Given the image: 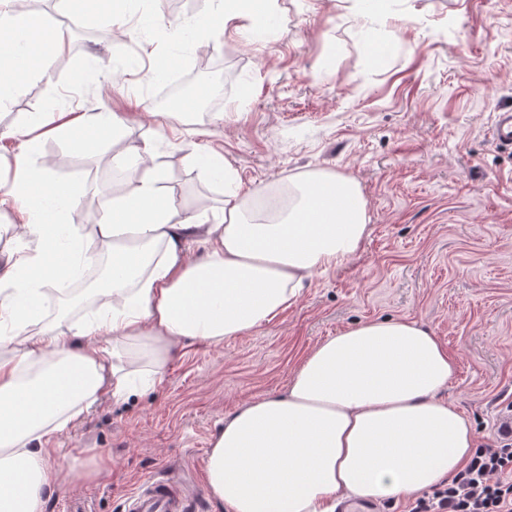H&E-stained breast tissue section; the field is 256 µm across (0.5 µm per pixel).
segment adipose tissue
<instances>
[{
  "mask_svg": "<svg viewBox=\"0 0 512 512\" xmlns=\"http://www.w3.org/2000/svg\"><path fill=\"white\" fill-rule=\"evenodd\" d=\"M0 13V97L31 71L38 51L63 50L62 19ZM276 0H221L217 28L248 13L267 18ZM124 124L84 112L51 131L77 150L90 133ZM184 132L190 162L224 184V206L183 213L145 141L118 158L132 192L115 198L90 233L65 223L76 197L53 184L29 139L17 185L0 193L16 216L17 243L0 264V512H44L60 469L51 438L104 396L128 401L154 389L185 342L221 344L274 319L316 273L336 268L369 234L359 185L333 170L304 171L241 192L223 155ZM107 256L98 309L60 330L48 322V290L64 292ZM109 347H102V339ZM454 358L405 319L356 323L317 344L288 389L244 403L214 432L203 460L209 495L228 512H336L349 499L412 495L452 479L471 458L469 419L442 391Z\"/></svg>",
  "mask_w": 512,
  "mask_h": 512,
  "instance_id": "ef3b65f1",
  "label": "adipose tissue"
}]
</instances>
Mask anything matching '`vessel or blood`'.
<instances>
[{"label":"vessel or blood","instance_id":"b4317fda","mask_svg":"<svg viewBox=\"0 0 512 512\" xmlns=\"http://www.w3.org/2000/svg\"><path fill=\"white\" fill-rule=\"evenodd\" d=\"M490 136L495 144L512 148V110L495 113ZM198 496L194 477L166 472L140 481L125 502V512H192Z\"/></svg>","mask_w":512,"mask_h":512}]
</instances>
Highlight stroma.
<instances>
[{
    "label": "stroma",
    "instance_id": "obj_1",
    "mask_svg": "<svg viewBox=\"0 0 512 512\" xmlns=\"http://www.w3.org/2000/svg\"><path fill=\"white\" fill-rule=\"evenodd\" d=\"M359 0H277L279 24L248 37V20L199 35L210 0H130L123 35L104 6L75 9L74 28L46 72L0 103V187L15 180L23 133L44 113L117 112L127 122L97 148L42 138L52 177L92 215L132 184L111 179L114 156L155 140L167 186L188 213L224 204V188L172 134L196 113L202 144L222 153L242 192L310 169L355 180L368 203L360 251L318 274L296 304L218 347L184 345L161 385L97 403L52 442L61 480L44 512H123L136 482L163 469L201 472L209 439L240 404L284 392L321 341L382 318L420 324L455 357L443 398L472 422L479 446L499 440L512 407V151L497 147L495 112L512 109V0H386L359 18ZM183 36L168 39L165 27ZM388 52L375 63L366 35ZM100 73L77 83L91 65ZM193 80L179 112L162 108L152 66ZM169 133L156 138L158 126ZM109 470L87 472L99 457Z\"/></svg>",
    "mask_w": 512,
    "mask_h": 512
}]
</instances>
